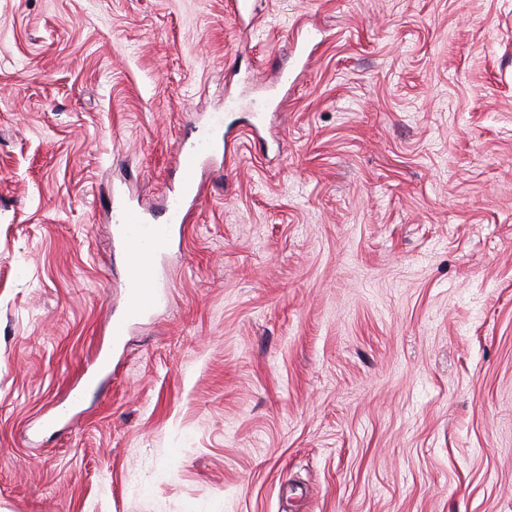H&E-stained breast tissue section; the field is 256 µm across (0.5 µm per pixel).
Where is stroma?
I'll use <instances>...</instances> for the list:
<instances>
[{
    "label": "stroma",
    "mask_w": 512,
    "mask_h": 512,
    "mask_svg": "<svg viewBox=\"0 0 512 512\" xmlns=\"http://www.w3.org/2000/svg\"><path fill=\"white\" fill-rule=\"evenodd\" d=\"M255 2L0 0V512H512V0ZM174 155L180 183L178 190H172L169 196L166 223H151L138 208L120 199L113 200V219L118 231L114 243L125 250L132 268L124 312L111 322L113 343L120 342L131 325L142 321L163 303L166 294L152 286L156 257L167 250L187 221L186 204L197 185L202 160L226 156L225 132L223 139L216 137L210 128L204 129L191 141H178Z\"/></svg>",
    "instance_id": "stroma-1"
}]
</instances>
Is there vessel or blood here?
I'll return each instance as SVG.
<instances>
[{
  "label": "vessel or blood",
  "instance_id": "vessel-or-blood-1",
  "mask_svg": "<svg viewBox=\"0 0 512 512\" xmlns=\"http://www.w3.org/2000/svg\"><path fill=\"white\" fill-rule=\"evenodd\" d=\"M225 153V139L216 137L208 128L192 140L175 144L180 183L169 197L165 223H151L138 208L114 201L113 219L118 231L115 241L125 250L132 272L127 281L124 312L111 322L113 341H121L131 325L142 321L163 303L164 293L153 286L156 258L167 250L187 221L186 204L197 185L202 160Z\"/></svg>",
  "mask_w": 512,
  "mask_h": 512
}]
</instances>
